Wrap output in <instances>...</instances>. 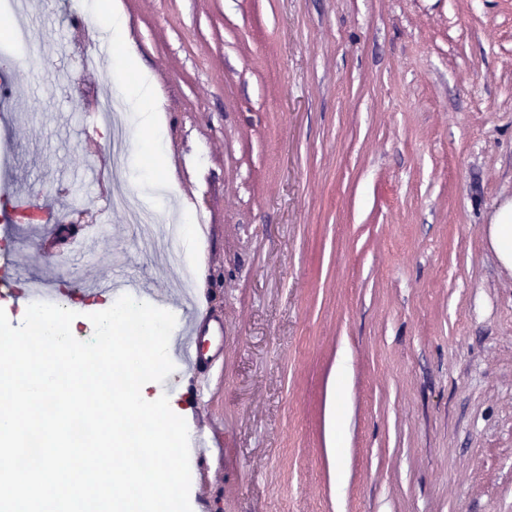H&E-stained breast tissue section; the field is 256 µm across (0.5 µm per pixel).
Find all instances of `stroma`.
Wrapping results in <instances>:
<instances>
[{
  "label": "stroma",
  "instance_id": "stroma-1",
  "mask_svg": "<svg viewBox=\"0 0 512 512\" xmlns=\"http://www.w3.org/2000/svg\"><path fill=\"white\" fill-rule=\"evenodd\" d=\"M37 50L0 60V183L51 210L16 224L21 282L94 332L89 282L157 303L192 282L224 322L210 393L176 364L193 512H512V271L490 240L512 201V0H102L121 80L86 69L74 0H33ZM149 75L156 137L126 148L97 95ZM153 167L140 164L142 156ZM125 181L88 178L95 159ZM193 231L161 255L112 190ZM347 360L344 382L336 367Z\"/></svg>",
  "mask_w": 512,
  "mask_h": 512
}]
</instances>
